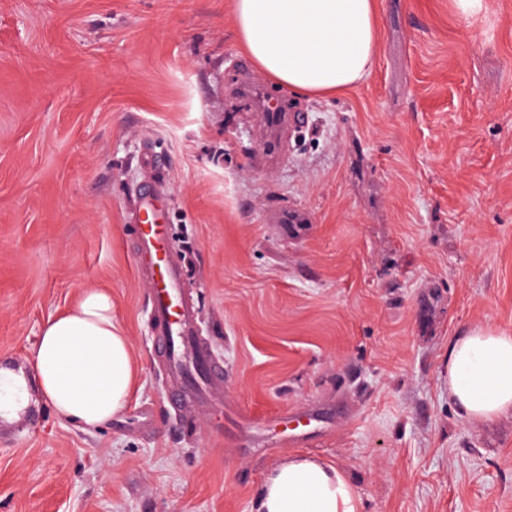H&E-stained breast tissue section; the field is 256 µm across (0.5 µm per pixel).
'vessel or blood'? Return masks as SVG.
Instances as JSON below:
<instances>
[{"mask_svg":"<svg viewBox=\"0 0 512 512\" xmlns=\"http://www.w3.org/2000/svg\"><path fill=\"white\" fill-rule=\"evenodd\" d=\"M139 219L131 225L137 273L149 290L155 351L165 365L169 396L182 408L224 401V367L198 341L196 307L184 293V269L169 250L164 199L141 192Z\"/></svg>","mask_w":512,"mask_h":512,"instance_id":"obj_1","label":"vessel or blood"}]
</instances>
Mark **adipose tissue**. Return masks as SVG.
Returning <instances> with one entry per match:
<instances>
[{
  "label": "adipose tissue",
  "mask_w": 512,
  "mask_h": 512,
  "mask_svg": "<svg viewBox=\"0 0 512 512\" xmlns=\"http://www.w3.org/2000/svg\"><path fill=\"white\" fill-rule=\"evenodd\" d=\"M233 19L262 74L315 98L361 83L378 52L374 0H234ZM138 370L130 338L112 317L111 292L89 288L45 321L33 379L0 375V412L20 410L33 386L59 420L92 431L126 409ZM448 399L471 422L512 414L511 334L472 326L449 339ZM360 504L341 469L295 454L267 472L252 512H360Z\"/></svg>",
  "instance_id": "1"
}]
</instances>
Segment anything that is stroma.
I'll use <instances>...</instances> for the list:
<instances>
[{
    "instance_id": "1",
    "label": "stroma",
    "mask_w": 512,
    "mask_h": 512,
    "mask_svg": "<svg viewBox=\"0 0 512 512\" xmlns=\"http://www.w3.org/2000/svg\"><path fill=\"white\" fill-rule=\"evenodd\" d=\"M375 6L362 83L317 99L258 73L246 100L233 0H0V369L88 288L140 361L97 430L36 397L0 422V512H251L294 453L361 512H512V417L460 418L447 361L466 327L512 334V0ZM147 186L220 412L180 411L154 357L127 230Z\"/></svg>"
}]
</instances>
